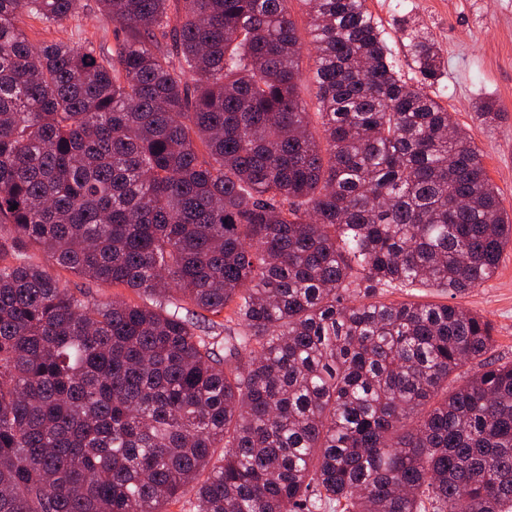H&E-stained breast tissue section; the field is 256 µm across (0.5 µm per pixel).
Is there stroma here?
Here are the masks:
<instances>
[{"label": "stroma", "mask_w": 512, "mask_h": 512, "mask_svg": "<svg viewBox=\"0 0 512 512\" xmlns=\"http://www.w3.org/2000/svg\"><path fill=\"white\" fill-rule=\"evenodd\" d=\"M79 18L68 27H48L24 20L33 43L79 36L98 52H111L121 30L98 9V0H83ZM367 7L386 32L393 59L405 78H412L405 24L428 31L445 61V71L430 89L483 154L487 173L512 213V0H367ZM494 101L502 113L488 126L476 115L477 105ZM456 303L486 317L494 327L492 355L512 361V246L503 252L496 274L483 285L458 296Z\"/></svg>", "instance_id": "obj_1"}]
</instances>
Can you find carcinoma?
<instances>
[{
	"label": "carcinoma",
	"mask_w": 512,
	"mask_h": 512,
	"mask_svg": "<svg viewBox=\"0 0 512 512\" xmlns=\"http://www.w3.org/2000/svg\"><path fill=\"white\" fill-rule=\"evenodd\" d=\"M98 2L110 56L19 26L81 0H0V512H167L189 486L195 512H512L491 323L376 299H453L512 244L423 88L434 39L408 27L414 86L367 0H304L322 143L290 0ZM30 246L147 298L98 302Z\"/></svg>",
	"instance_id": "1"
}]
</instances>
